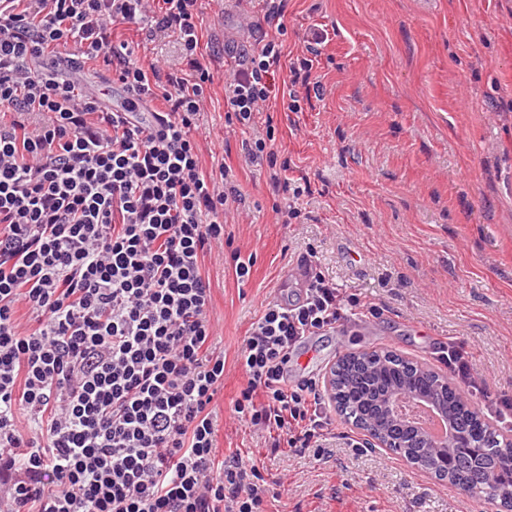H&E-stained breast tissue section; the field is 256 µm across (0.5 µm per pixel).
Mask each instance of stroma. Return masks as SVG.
Masks as SVG:
<instances>
[{
    "label": "stroma",
    "instance_id": "35a3bbf8",
    "mask_svg": "<svg viewBox=\"0 0 512 512\" xmlns=\"http://www.w3.org/2000/svg\"><path fill=\"white\" fill-rule=\"evenodd\" d=\"M201 47L214 73L198 120L205 170L230 166L247 218L231 225L232 249L251 264L238 282L231 264L206 258L210 318L224 349L217 399L218 442L288 473L278 512H499L448 483L427 478L391 451L336 421L323 459L269 454L263 438L234 417L244 384L235 363L262 301L287 302L301 286L290 272L315 251L340 288L383 306L377 318L310 338L293 376L326 378L345 352L386 346L438 367L441 342L463 343L495 391L512 395V0H287L284 66L307 56L312 31L326 36L311 57L319 91L300 111L271 100L255 135L271 136L287 178L304 186L302 215L286 221L268 166L229 132L224 44H252L256 0H200ZM114 38L137 55L180 69L178 45L145 42L132 25Z\"/></svg>",
    "mask_w": 512,
    "mask_h": 512
}]
</instances>
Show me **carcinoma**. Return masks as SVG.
<instances>
[{"instance_id":"obj_1","label":"carcinoma","mask_w":512,"mask_h":512,"mask_svg":"<svg viewBox=\"0 0 512 512\" xmlns=\"http://www.w3.org/2000/svg\"><path fill=\"white\" fill-rule=\"evenodd\" d=\"M332 371L336 375L332 402L344 420L355 427L364 425L376 414L378 403L389 387L396 383L416 380L426 386L444 389L448 393V402L455 408L458 427L476 436L481 447L480 453L465 459V464L452 477L442 476L440 480L447 479L453 485L463 484L467 479V469L476 464L488 470L496 480L489 485L470 488L471 497L484 501L512 499V484L498 479L512 459V442L483 416L473 413L469 406L459 405L460 390L437 372L388 349L345 354L336 360ZM396 440L399 446L392 452L413 461L421 469L426 468L431 459V449L417 439L402 435Z\"/></svg>"}]
</instances>
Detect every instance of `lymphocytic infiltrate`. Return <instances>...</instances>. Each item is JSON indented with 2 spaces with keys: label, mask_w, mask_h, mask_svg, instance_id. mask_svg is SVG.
<instances>
[{
  "label": "lymphocytic infiltrate",
  "mask_w": 512,
  "mask_h": 512,
  "mask_svg": "<svg viewBox=\"0 0 512 512\" xmlns=\"http://www.w3.org/2000/svg\"><path fill=\"white\" fill-rule=\"evenodd\" d=\"M117 22L175 39L185 70L137 57L115 41ZM200 27L198 0H0V512H270L262 460L217 446L224 352L204 262L242 196L228 167L201 164L214 74ZM224 53L226 121L251 128L283 41L267 29ZM96 64L122 107L83 92ZM302 264L304 297L266 303L237 350L232 412L271 450L319 457L331 414L317 380L292 382L288 365L349 313L382 309L337 288L313 255ZM439 360L498 422L512 419V398L494 397L463 344L441 345Z\"/></svg>",
  "instance_id": "1"
}]
</instances>
